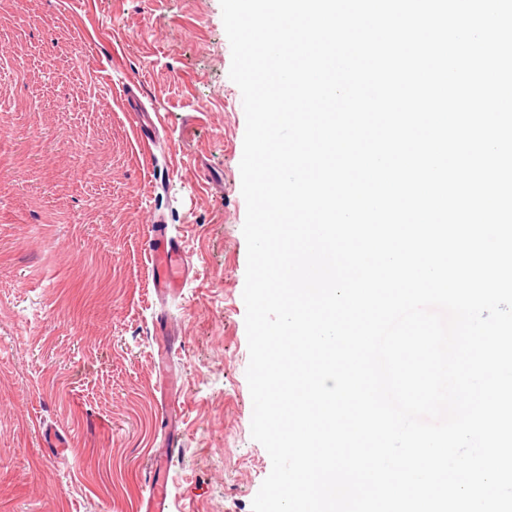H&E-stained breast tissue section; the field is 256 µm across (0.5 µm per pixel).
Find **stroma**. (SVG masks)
Segmentation results:
<instances>
[{
	"mask_svg": "<svg viewBox=\"0 0 512 512\" xmlns=\"http://www.w3.org/2000/svg\"><path fill=\"white\" fill-rule=\"evenodd\" d=\"M230 65L220 0H0V512H144L160 321L177 329L171 512H251L271 459L250 429ZM155 224L192 265L163 299Z\"/></svg>",
	"mask_w": 512,
	"mask_h": 512,
	"instance_id": "1",
	"label": "stroma"
}]
</instances>
